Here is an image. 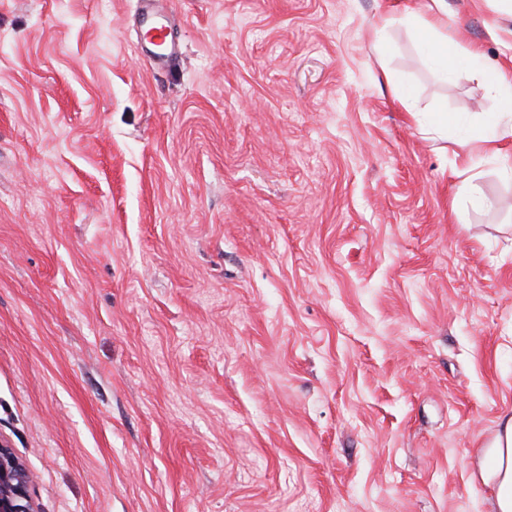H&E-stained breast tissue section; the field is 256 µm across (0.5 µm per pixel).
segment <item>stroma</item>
Returning <instances> with one entry per match:
<instances>
[{
    "mask_svg": "<svg viewBox=\"0 0 512 512\" xmlns=\"http://www.w3.org/2000/svg\"><path fill=\"white\" fill-rule=\"evenodd\" d=\"M0 0V443L37 512H495V0ZM437 112L454 116L429 131ZM140 1V26L147 32L158 30L163 33L161 43L148 42L146 49L151 53L156 62H170L175 60L179 54V45L176 43L173 33H165L168 28L165 20L155 11L156 4L160 0H139Z\"/></svg>",
    "mask_w": 512,
    "mask_h": 512,
    "instance_id": "1",
    "label": "stroma"
}]
</instances>
